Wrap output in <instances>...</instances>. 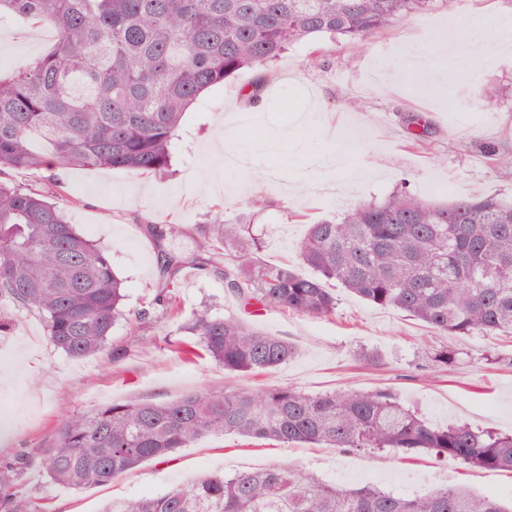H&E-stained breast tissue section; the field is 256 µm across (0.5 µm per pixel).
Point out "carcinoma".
<instances>
[{"label": "carcinoma", "instance_id": "cac0c4a2", "mask_svg": "<svg viewBox=\"0 0 512 512\" xmlns=\"http://www.w3.org/2000/svg\"><path fill=\"white\" fill-rule=\"evenodd\" d=\"M434 0H0L12 15L55 33L47 54L0 75V176L69 166L161 173L184 113L202 92L260 68L295 43L332 35L359 44L377 30L431 9ZM499 91L480 92L486 112ZM415 146L430 123L405 120ZM55 190L0 179V306L34 311L50 343L72 358L101 353L123 316L125 288L106 248L79 234L51 201ZM156 250L158 287L133 313L137 327L177 310L184 271H207L245 312L269 306L299 315L335 312L336 282L368 303L456 336L512 337V201L497 195L426 201L403 182L385 200L310 225L301 264H267L253 225L216 217L197 227L193 252L166 243L182 224L141 225ZM228 374L270 371L295 347L218 317L207 307L182 324ZM237 434L408 456L430 454L469 469L512 471V433L465 422L430 425L387 388L310 394L291 386L198 389L168 402H116L62 421L44 446L0 462V512H42L23 491L34 471L87 489L207 435ZM104 512H512V501L445 486L415 497L372 485L343 488L300 467L214 474L159 497L114 500Z\"/></svg>", "mask_w": 512, "mask_h": 512}]
</instances>
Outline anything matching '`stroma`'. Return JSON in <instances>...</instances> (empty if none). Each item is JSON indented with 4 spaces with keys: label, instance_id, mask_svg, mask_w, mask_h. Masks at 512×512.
Masks as SVG:
<instances>
[{
    "label": "stroma",
    "instance_id": "stroma-1",
    "mask_svg": "<svg viewBox=\"0 0 512 512\" xmlns=\"http://www.w3.org/2000/svg\"><path fill=\"white\" fill-rule=\"evenodd\" d=\"M503 15L512 16V0H435L432 10L358 46L329 36L295 43L265 67L259 101L244 98L259 73L253 69L203 94L182 119L167 174L9 171L8 181L26 188L57 185V202L72 224L108 249L125 286V315L105 352L73 359L49 342L39 315L11 311L13 328L0 336V460L39 448L68 415L230 384L308 393L388 388L433 425L465 421L512 433L511 338L443 335L341 287L338 307L326 317L279 308L253 316L241 313L220 280L189 268L178 290L179 319H161L145 331L128 320L158 285L155 247L141 232L150 222L185 225L170 247L189 253L196 225L217 216L244 218L262 228L268 263H295L306 275L297 247L308 226L384 200L400 179L443 203L471 195L512 200V173L493 170L482 150L487 141L512 146V46H503L497 29ZM52 44L49 29L0 18V71L43 56ZM490 84L503 93L494 111H479V92ZM351 97L361 98L365 111L348 110ZM409 112L431 123L428 151L407 141ZM204 305L220 317L241 314L249 326L291 342L295 358L268 373L236 375L204 355L186 362L179 321ZM443 348L460 351L458 366L436 369L425 359V352ZM272 462L346 487L371 484L413 496L462 485L512 499L511 472L465 469L423 453L403 458L235 434L202 438L171 460L146 462L86 490L37 475L26 478L24 490L45 512H102L115 499L158 496L208 475Z\"/></svg>",
    "mask_w": 512,
    "mask_h": 512
}]
</instances>
